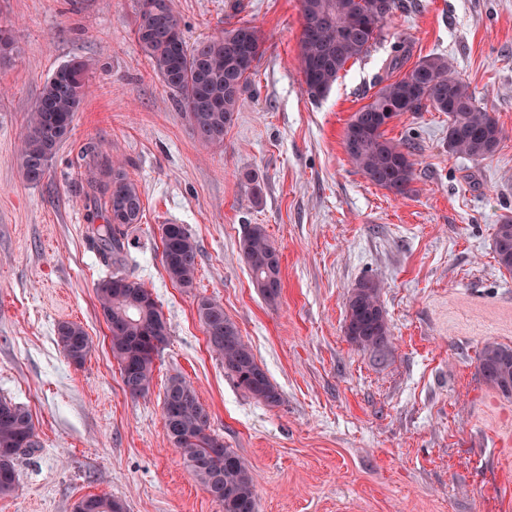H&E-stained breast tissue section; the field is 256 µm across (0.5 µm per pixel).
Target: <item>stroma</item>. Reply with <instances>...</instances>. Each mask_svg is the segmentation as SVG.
Instances as JSON below:
<instances>
[{"label": "stroma", "instance_id": "stroma-1", "mask_svg": "<svg viewBox=\"0 0 512 512\" xmlns=\"http://www.w3.org/2000/svg\"><path fill=\"white\" fill-rule=\"evenodd\" d=\"M188 44L245 22L264 55L224 135L193 134L134 36L136 0H0L16 49L0 62V398L28 409L40 445L17 460L0 512H73L107 494L127 512H222L163 424L170 378L193 384L213 433L250 465L258 512H512V396L480 376L486 342L512 346V274L493 252L512 215V0H403L381 39L322 99L297 60L300 0H172ZM448 56L504 130L474 162L449 154L448 116L405 112L416 178L400 197L349 161L354 112L417 61ZM87 66V95L44 180L18 168L28 114L60 65ZM96 143L141 192L122 268L168 323L149 394L125 390L95 285L107 270L86 243L104 205L80 160ZM198 246L194 288L162 264L161 227ZM280 252L267 303L238 253L250 225ZM378 279L392 329L385 359L352 345L347 298ZM220 301L281 401L237 387L207 345L197 302ZM81 324L92 349L71 364L57 327Z\"/></svg>", "mask_w": 512, "mask_h": 512}]
</instances>
